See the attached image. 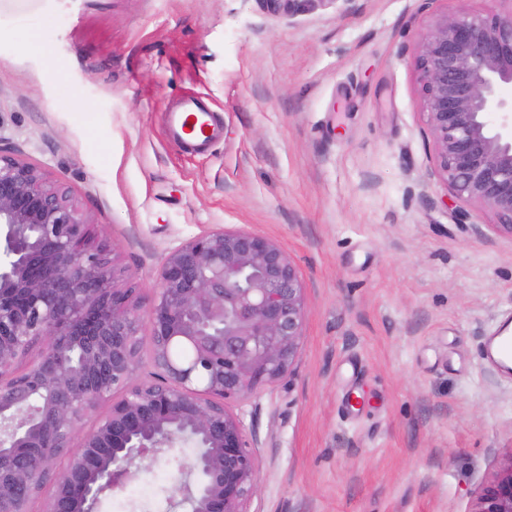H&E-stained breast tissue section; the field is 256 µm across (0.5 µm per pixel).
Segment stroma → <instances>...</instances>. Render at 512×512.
I'll use <instances>...</instances> for the list:
<instances>
[{
    "mask_svg": "<svg viewBox=\"0 0 512 512\" xmlns=\"http://www.w3.org/2000/svg\"><path fill=\"white\" fill-rule=\"evenodd\" d=\"M488 0H0V152L80 202L141 300L164 257L223 227L276 241L305 288L289 376L233 403L250 512H474L512 459V238L459 220L415 78L436 14ZM36 35L37 47L24 36ZM201 98L205 148L168 111ZM186 444L99 512H170ZM269 1L276 11L288 14V18L294 16L300 11H304L312 7L314 2H334L338 3L340 13L352 14L356 11L355 2L358 0H265Z\"/></svg>",
    "mask_w": 512,
    "mask_h": 512,
    "instance_id": "35a3bbf8",
    "label": "stroma"
}]
</instances>
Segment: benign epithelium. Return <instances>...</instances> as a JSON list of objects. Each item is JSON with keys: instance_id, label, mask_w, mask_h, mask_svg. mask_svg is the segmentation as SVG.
Wrapping results in <instances>:
<instances>
[{"instance_id": "1", "label": "benign epithelium", "mask_w": 512, "mask_h": 512, "mask_svg": "<svg viewBox=\"0 0 512 512\" xmlns=\"http://www.w3.org/2000/svg\"><path fill=\"white\" fill-rule=\"evenodd\" d=\"M319 1L269 0L292 17ZM440 14L415 60L435 172L450 200L490 212L512 236V0ZM0 494L14 512L46 484L41 512H95L141 462L192 441L173 512H248L257 454L230 404L276 384L298 358L305 320L296 266L272 239L215 230L170 252L148 303L126 277L68 188L0 154ZM162 384L133 383L143 325ZM38 359L16 365L33 348ZM111 407L77 446L85 415ZM15 448H33L31 467ZM69 448L58 470L55 449ZM474 512H512V459L482 489Z\"/></svg>"}]
</instances>
